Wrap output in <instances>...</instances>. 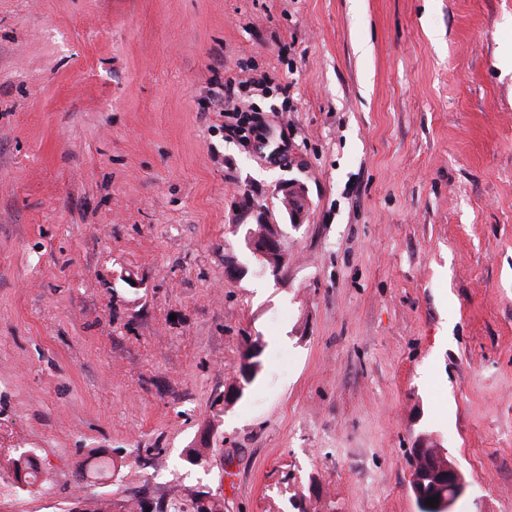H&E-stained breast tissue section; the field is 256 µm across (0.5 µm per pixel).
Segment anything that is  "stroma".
<instances>
[{"label":"stroma","mask_w":512,"mask_h":512,"mask_svg":"<svg viewBox=\"0 0 512 512\" xmlns=\"http://www.w3.org/2000/svg\"><path fill=\"white\" fill-rule=\"evenodd\" d=\"M433 445L512 512V0H0V512H418ZM272 233L265 234L262 238H249V246L255 251L272 273L279 274L285 263V250L282 245L281 235L276 224H271ZM12 469L14 483L19 489L23 486L29 493L38 492L36 486L41 475L32 456L21 453L18 458L12 460ZM93 459H95V461L89 462V465L86 463L80 467L78 476L82 480H86L87 476L97 480H103L106 477L114 476V470L112 472V466L114 468L112 460L105 459L101 455Z\"/></svg>","instance_id":"obj_1"}]
</instances>
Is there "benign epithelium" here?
I'll use <instances>...</instances> for the list:
<instances>
[{
    "mask_svg": "<svg viewBox=\"0 0 512 512\" xmlns=\"http://www.w3.org/2000/svg\"><path fill=\"white\" fill-rule=\"evenodd\" d=\"M273 232L262 238L249 240L250 248L264 262L272 273L283 270L285 250L277 225H272ZM429 453L428 462L422 466H414L411 470V491L418 505V512H456L457 503L464 498L468 490L466 476L449 458L444 448L415 449V455L421 457ZM439 497L438 503L431 507L426 500Z\"/></svg>",
    "mask_w": 512,
    "mask_h": 512,
    "instance_id": "7a95c632",
    "label": "benign epithelium"
}]
</instances>
